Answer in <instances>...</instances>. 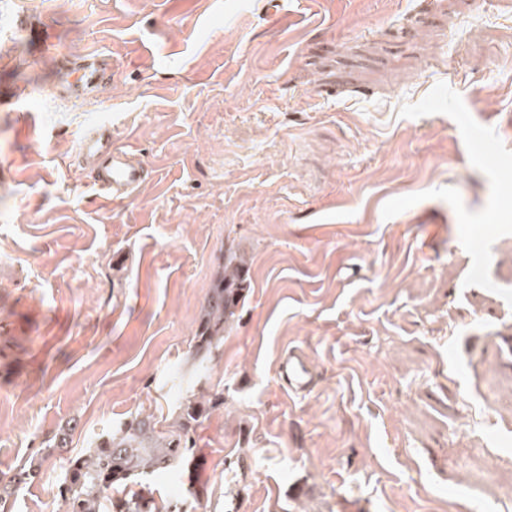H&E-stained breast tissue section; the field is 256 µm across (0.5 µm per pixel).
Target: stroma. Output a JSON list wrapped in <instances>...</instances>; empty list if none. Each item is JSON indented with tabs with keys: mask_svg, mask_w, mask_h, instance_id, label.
<instances>
[{
	"mask_svg": "<svg viewBox=\"0 0 512 512\" xmlns=\"http://www.w3.org/2000/svg\"><path fill=\"white\" fill-rule=\"evenodd\" d=\"M94 49L109 83L58 97ZM2 90L0 476L43 463L0 512H61V427L178 417L230 248L250 289L194 388L224 403L155 499L512 512V0H0ZM105 118L149 168L119 203L77 153ZM278 373L286 383L288 391L299 395L310 391L314 385V374L308 357L301 350H290L278 364Z\"/></svg>",
	"mask_w": 512,
	"mask_h": 512,
	"instance_id": "1",
	"label": "stroma"
}]
</instances>
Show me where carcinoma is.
<instances>
[{
	"mask_svg": "<svg viewBox=\"0 0 512 512\" xmlns=\"http://www.w3.org/2000/svg\"><path fill=\"white\" fill-rule=\"evenodd\" d=\"M248 273L244 257L228 250L201 307L190 353L191 370L178 371L179 381L188 382L209 370L208 363L224 339V331L245 303ZM222 404L223 394L217 392L205 400L190 397L182 402L179 418L167 429L158 428L151 415H133L85 453L68 457L59 489L64 512H172V504L159 505L143 491H131L132 482L182 462L193 451L190 432L194 424ZM40 471L41 462L33 457L0 490L7 494L34 480Z\"/></svg>",
	"mask_w": 512,
	"mask_h": 512,
	"instance_id": "1",
	"label": "carcinoma"
}]
</instances>
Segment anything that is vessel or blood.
<instances>
[{
    "label": "vessel or blood",
    "mask_w": 512,
    "mask_h": 512,
    "mask_svg": "<svg viewBox=\"0 0 512 512\" xmlns=\"http://www.w3.org/2000/svg\"><path fill=\"white\" fill-rule=\"evenodd\" d=\"M72 70L77 74L76 79L62 88V94L67 98L80 97L109 79L112 63L93 50L87 53L82 63L73 65ZM78 153L92 166L94 186L111 201L129 198L149 175L146 164L132 152L113 148L112 125L107 121L82 133ZM278 373L292 393L310 391L314 385V374L303 351H289L280 360Z\"/></svg>",
    "instance_id": "vessel-or-blood-1"
}]
</instances>
